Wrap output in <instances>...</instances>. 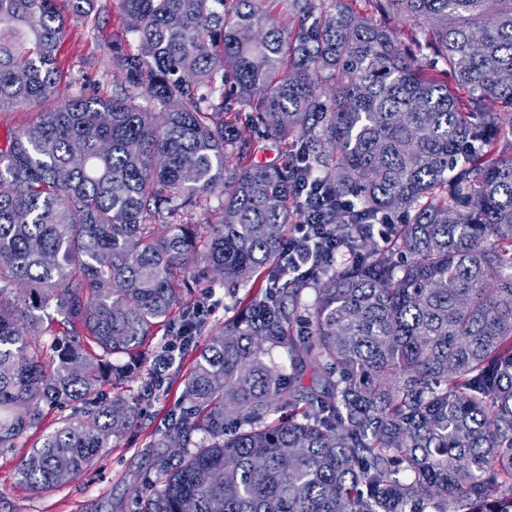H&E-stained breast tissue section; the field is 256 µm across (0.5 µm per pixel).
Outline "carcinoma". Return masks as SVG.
I'll return each instance as SVG.
<instances>
[{
    "instance_id": "1",
    "label": "carcinoma",
    "mask_w": 512,
    "mask_h": 512,
    "mask_svg": "<svg viewBox=\"0 0 512 512\" xmlns=\"http://www.w3.org/2000/svg\"><path fill=\"white\" fill-rule=\"evenodd\" d=\"M376 2L454 87L345 0H116L112 96L0 145V456L39 435L18 464L31 490L143 428L139 402L102 389L160 328L192 338L184 292L264 271L154 434L135 512H512V0ZM93 10L0 0V110L56 94L68 19ZM247 107L352 200L326 209L347 258L278 281L303 171L254 161ZM392 211L406 222L380 247Z\"/></svg>"
}]
</instances>
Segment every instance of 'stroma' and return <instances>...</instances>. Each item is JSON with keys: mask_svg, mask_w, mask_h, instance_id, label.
<instances>
[{"mask_svg": "<svg viewBox=\"0 0 512 512\" xmlns=\"http://www.w3.org/2000/svg\"><path fill=\"white\" fill-rule=\"evenodd\" d=\"M116 15L115 6H107L101 15L103 25L98 29L71 20L59 53L64 79L57 96L0 110V132L22 128L34 113L90 90L93 84H100L102 92L111 93L112 87L105 84L104 78L111 67L110 40ZM215 289L212 299L215 310L202 320L203 335L185 345L169 369L156 371L154 362L149 361L128 381L127 394L140 398L147 415L146 428L104 449L94 471L37 494L21 483L16 471L17 457L33 444L34 434L21 437L15 453L0 457V494L7 497L11 512H131L134 491L149 473L151 430L163 427L167 415L180 403L184 379L204 342V334L222 329L225 321L235 317L239 299L248 293L247 287L232 290L220 282Z\"/></svg>", "mask_w": 512, "mask_h": 512, "instance_id": "stroma-1", "label": "stroma"}]
</instances>
